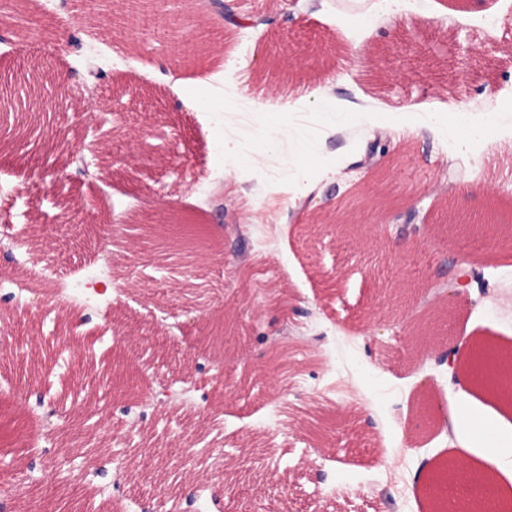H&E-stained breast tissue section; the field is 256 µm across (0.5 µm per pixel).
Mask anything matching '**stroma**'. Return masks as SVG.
<instances>
[{
	"label": "stroma",
	"instance_id": "35a3bbf8",
	"mask_svg": "<svg viewBox=\"0 0 512 512\" xmlns=\"http://www.w3.org/2000/svg\"><path fill=\"white\" fill-rule=\"evenodd\" d=\"M228 2L245 27L215 0L147 21L108 0L92 29L76 0H20L33 36L0 23V77L37 65L118 116L107 158L89 146L94 115L69 109L41 114L22 148L0 141V256L22 293L0 289V425L23 420L69 453H11L12 512L33 476L78 512H141L157 486L175 512L181 474L224 482L226 458L240 479L203 512H432L425 484L462 451V386L436 351L512 352V244L450 234L447 215L512 212V0ZM381 173L419 235L380 210L354 211L340 237L317 230ZM162 205L207 227L194 275L160 261L163 225L139 222ZM113 224L134 231L106 252ZM451 256L486 289L444 301ZM50 260L54 281L37 274ZM239 307L208 342L211 318ZM262 335L292 346L288 380ZM118 363L129 389L102 388ZM163 387L169 404L146 400ZM48 394L47 428L32 410ZM91 440L125 460L118 501L96 492Z\"/></svg>",
	"mask_w": 512,
	"mask_h": 512
}]
</instances>
